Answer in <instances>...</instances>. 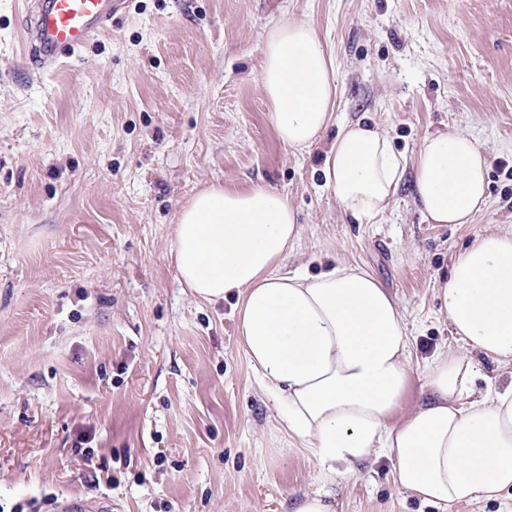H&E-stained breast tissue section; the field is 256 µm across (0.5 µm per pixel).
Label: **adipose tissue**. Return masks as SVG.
<instances>
[{
    "label": "adipose tissue",
    "instance_id": "1",
    "mask_svg": "<svg viewBox=\"0 0 512 512\" xmlns=\"http://www.w3.org/2000/svg\"><path fill=\"white\" fill-rule=\"evenodd\" d=\"M334 77L311 23L288 18L269 30L259 80L284 144L319 141ZM487 169L467 133L427 135L413 160L424 219L471 223L487 204ZM403 172L387 135L360 122L340 130L324 159L328 186L357 218L383 212ZM301 235L287 198L269 187L211 185L175 217L181 279L198 299L236 298V334L256 381L279 400L289 439L317 465V488L289 512H337L339 480L379 455L401 489L444 510L512 489V381L476 385L485 360L512 378V232L486 231L455 256L440 293L459 344L433 357L403 414L411 360L397 300L343 263L283 272Z\"/></svg>",
    "mask_w": 512,
    "mask_h": 512
}]
</instances>
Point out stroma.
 <instances>
[{
  "instance_id": "obj_1",
  "label": "stroma",
  "mask_w": 512,
  "mask_h": 512,
  "mask_svg": "<svg viewBox=\"0 0 512 512\" xmlns=\"http://www.w3.org/2000/svg\"><path fill=\"white\" fill-rule=\"evenodd\" d=\"M31 3L0 0V512L71 496L111 512H287L317 465L276 428L235 299L181 281L176 213L213 183L286 195L303 226L286 270L343 261L398 301L410 409L456 343L439 282L477 235L512 231V0H126L48 71L27 56ZM285 18L313 23L335 66L331 122L302 150L278 137L259 84ZM356 121L408 157L430 133L467 132L488 158L486 208L427 223L408 171L384 213L346 214L322 161ZM336 497L338 512H441L383 457Z\"/></svg>"
}]
</instances>
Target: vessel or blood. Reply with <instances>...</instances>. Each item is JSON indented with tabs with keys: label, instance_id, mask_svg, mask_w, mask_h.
<instances>
[{
	"label": "vessel or blood",
	"instance_id": "1",
	"mask_svg": "<svg viewBox=\"0 0 512 512\" xmlns=\"http://www.w3.org/2000/svg\"><path fill=\"white\" fill-rule=\"evenodd\" d=\"M126 0H35L25 33L29 56L46 68L104 34Z\"/></svg>",
	"mask_w": 512,
	"mask_h": 512
}]
</instances>
